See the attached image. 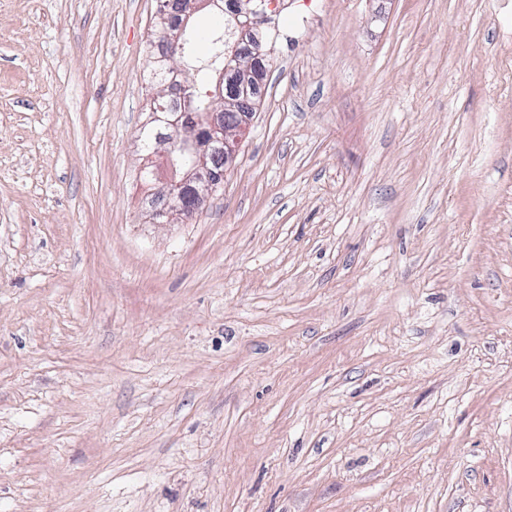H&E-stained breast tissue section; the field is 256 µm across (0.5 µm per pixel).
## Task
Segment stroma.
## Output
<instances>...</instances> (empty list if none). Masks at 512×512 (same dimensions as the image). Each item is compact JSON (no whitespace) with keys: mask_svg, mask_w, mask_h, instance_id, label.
I'll return each mask as SVG.
<instances>
[{"mask_svg":"<svg viewBox=\"0 0 512 512\" xmlns=\"http://www.w3.org/2000/svg\"><path fill=\"white\" fill-rule=\"evenodd\" d=\"M156 16L0 0V512H512V0H288L165 222Z\"/></svg>","mask_w":512,"mask_h":512,"instance_id":"1","label":"stroma"}]
</instances>
